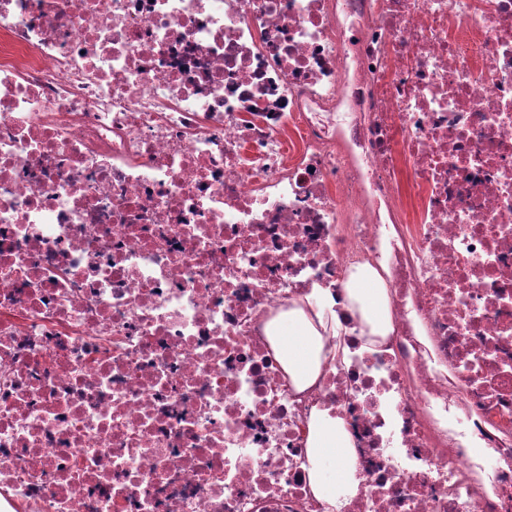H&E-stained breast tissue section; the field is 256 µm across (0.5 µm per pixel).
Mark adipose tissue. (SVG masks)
<instances>
[{"label":"adipose tissue","mask_w":512,"mask_h":512,"mask_svg":"<svg viewBox=\"0 0 512 512\" xmlns=\"http://www.w3.org/2000/svg\"><path fill=\"white\" fill-rule=\"evenodd\" d=\"M348 297L368 336H385L392 330L387 290L371 267H358L352 275ZM341 320L326 303L310 309L292 308L268 325V334L278 358L297 390L315 385L323 361L336 358L337 350H326L325 339L340 336ZM350 440L341 417L326 410H313L307 440L309 483L314 495L328 504L355 495L358 482L349 452Z\"/></svg>","instance_id":"1"}]
</instances>
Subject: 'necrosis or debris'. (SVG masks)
Masks as SVG:
<instances>
[{
  "label": "necrosis or debris",
  "mask_w": 512,
  "mask_h": 512,
  "mask_svg": "<svg viewBox=\"0 0 512 512\" xmlns=\"http://www.w3.org/2000/svg\"><path fill=\"white\" fill-rule=\"evenodd\" d=\"M0 512H512V0H0ZM354 283L347 288L351 307L361 316L363 333L387 336L392 331L387 290L382 278L369 266H360L352 274ZM326 302L310 303V310L290 308L268 325V334L278 358L298 391L315 385L322 362L336 358L341 352L336 345L324 353L325 335H341V320ZM351 447L344 420L329 410L314 409L307 440L309 483L314 495L331 506L357 492Z\"/></svg>",
  "instance_id": "1"
}]
</instances>
